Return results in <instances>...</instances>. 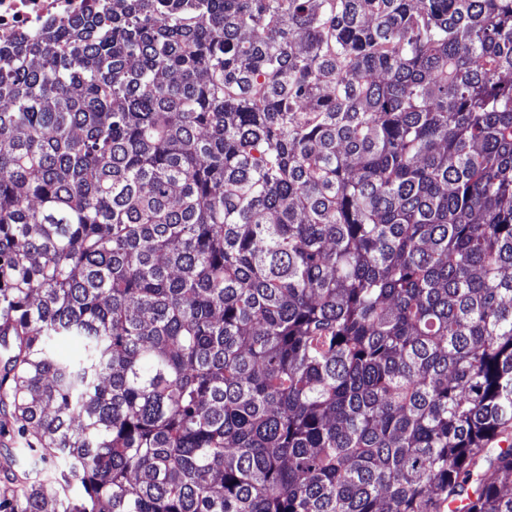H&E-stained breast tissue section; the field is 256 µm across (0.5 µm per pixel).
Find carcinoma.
I'll return each mask as SVG.
<instances>
[{"instance_id":"obj_1","label":"carcinoma","mask_w":512,"mask_h":512,"mask_svg":"<svg viewBox=\"0 0 512 512\" xmlns=\"http://www.w3.org/2000/svg\"><path fill=\"white\" fill-rule=\"evenodd\" d=\"M0 349V512H512V0L1 45ZM0 444L3 447H13L14 449L11 454H5L1 452L0 446V496L3 497L5 491L4 476L10 472V470L21 471L25 467H29L31 459L28 454L21 448H26L24 440L18 438V441L14 445L13 440H9L2 436L0 438Z\"/></svg>"}]
</instances>
